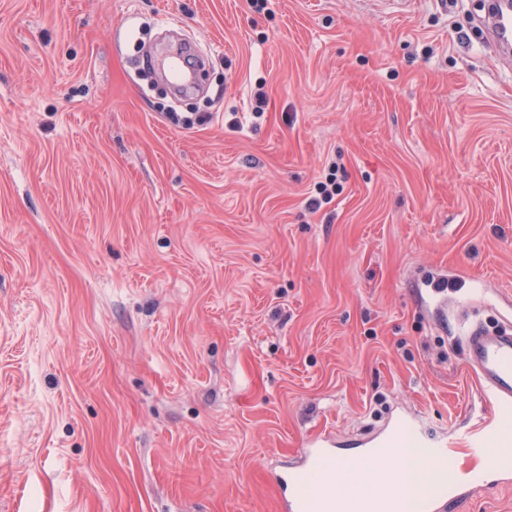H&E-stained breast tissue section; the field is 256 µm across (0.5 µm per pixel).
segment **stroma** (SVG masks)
Here are the masks:
<instances>
[{
  "instance_id": "obj_1",
  "label": "stroma",
  "mask_w": 512,
  "mask_h": 512,
  "mask_svg": "<svg viewBox=\"0 0 512 512\" xmlns=\"http://www.w3.org/2000/svg\"><path fill=\"white\" fill-rule=\"evenodd\" d=\"M481 14L0 0V512H278L274 469L400 412L464 445L457 314L512 319V66ZM186 43L198 86L142 80ZM447 512H512V479ZM341 166L338 162L332 161L328 167V174L325 177V181H320L317 184L316 194L318 196L310 197L307 201V205L311 209L320 208L322 203H329L336 195L339 184L337 183V172Z\"/></svg>"
}]
</instances>
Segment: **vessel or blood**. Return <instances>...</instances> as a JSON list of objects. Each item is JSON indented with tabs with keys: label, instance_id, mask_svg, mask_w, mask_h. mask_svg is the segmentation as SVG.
<instances>
[{
	"label": "vessel or blood",
	"instance_id": "1",
	"mask_svg": "<svg viewBox=\"0 0 512 512\" xmlns=\"http://www.w3.org/2000/svg\"><path fill=\"white\" fill-rule=\"evenodd\" d=\"M488 19L495 48L502 52L512 50V0H491ZM463 326L466 361L483 383L489 404V422L470 439L468 451L485 459L490 468L511 471L512 459L489 455L488 445H512V431L502 424L503 418L512 415V323L487 328L467 320ZM405 445L432 461L451 453L446 443L426 437L410 416L401 414L381 433L365 441L361 462L370 464L388 456L390 449ZM479 478V473L469 468H445L435 482L433 494L417 500L412 512H445L449 497L459 496L465 486L475 484ZM273 480L279 489L282 512H345L347 504L337 496V486L356 488L363 483L364 475L349 470L337 452L335 440L325 438L314 443L292 470L274 474Z\"/></svg>",
	"mask_w": 512,
	"mask_h": 512
}]
</instances>
